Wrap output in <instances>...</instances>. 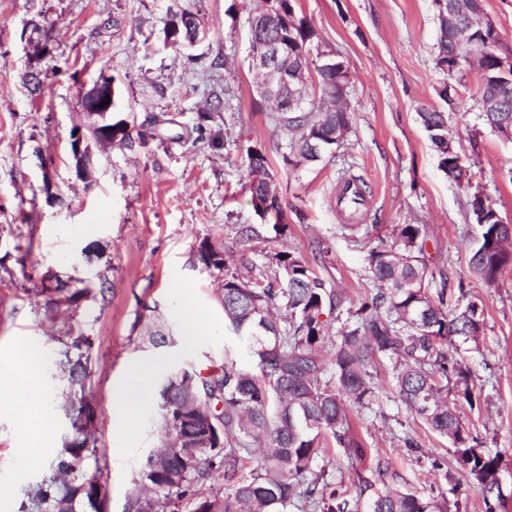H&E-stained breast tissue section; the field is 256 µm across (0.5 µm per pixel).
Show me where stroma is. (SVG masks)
Here are the masks:
<instances>
[{"label":"stroma","mask_w":512,"mask_h":512,"mask_svg":"<svg viewBox=\"0 0 512 512\" xmlns=\"http://www.w3.org/2000/svg\"><path fill=\"white\" fill-rule=\"evenodd\" d=\"M258 2L196 0L206 36L178 49L163 47L162 19L185 0H0V355L19 340L43 349L32 378L45 391L51 448L21 469L15 450L24 436L0 418V500H13L22 512L28 490L52 475L54 449L72 434L58 409L66 330L92 344L89 401L97 433L89 471L109 486L108 512H128L146 457L159 443L155 405L129 418L123 433L114 429L112 387L129 364L158 358L164 375L223 363L229 353L238 367L251 368L224 326L217 280L196 260L202 241L246 255L259 268L281 250L312 261L340 301L324 309L327 354L376 287L369 251L393 245L396 225L423 224L430 273L463 283L485 306L478 336L450 355L471 371L477 402L455 409L479 447L498 457L499 488L482 491L448 439L398 399L382 367L377 402L349 411L367 450L361 469L331 437L315 466L334 472L340 491L364 473L361 512L386 490L445 495L454 480L460 512H512V269L489 286L467 264L480 235L469 214L474 195L512 224V135L482 124L476 69L449 74L437 66L434 0H297L298 15L317 32L312 51L334 52L348 65L351 125L335 157L288 169L287 136L260 97L247 58L248 20ZM34 73L43 81L38 92L30 84ZM103 76L114 80V119L129 121L145 138L130 150L84 138L91 170L85 178L73 163L74 132L83 121V93ZM217 96L225 103L209 112ZM430 107L447 112L467 181L440 169L418 118ZM204 111L210 118L202 122ZM161 114L166 124L150 130L149 117ZM250 148L266 156L279 179L280 217H261L251 204ZM348 178L367 189L353 218L336 207V186ZM277 221L286 226L283 234L273 229ZM247 225L258 235L244 251L238 239ZM60 279L69 282L73 302L56 304ZM183 288L208 324L189 348L180 339L181 321L171 316ZM147 316L171 328L176 343L152 346L142 324Z\"/></svg>","instance_id":"35a3bbf8"}]
</instances>
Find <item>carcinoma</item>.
I'll list each match as a JSON object with an SVG mask.
<instances>
[{"instance_id": "cac0c4a2", "label": "carcinoma", "mask_w": 512, "mask_h": 512, "mask_svg": "<svg viewBox=\"0 0 512 512\" xmlns=\"http://www.w3.org/2000/svg\"><path fill=\"white\" fill-rule=\"evenodd\" d=\"M168 27L184 44L200 36L195 27L175 25L167 16L163 28ZM456 36L451 27L438 33L437 66L453 52L464 58L475 45L485 48L497 42L491 31L480 27L473 31L472 46L454 44ZM315 37L312 25L297 16L294 0H263L249 29V49L274 45L280 49L278 68L303 69V77L290 89L266 80L260 86L267 101L280 97L286 102L293 94L302 100L298 110L275 106L278 123L288 134L283 163L290 169L333 154L351 122L347 110L336 109L346 96L348 73L310 59ZM312 70L317 75L313 94L307 83ZM484 97L501 106L498 112L482 113L485 124L502 133L512 131V83L489 84ZM418 117L439 153L440 167L449 178L460 180L466 171L461 156L450 157L441 148L448 135L446 113L424 108ZM247 160L253 207L263 205L267 214L279 211V181L266 157L249 149ZM474 220L481 237L470 250L468 265L475 277L491 285L512 267V226L496 210ZM424 253L425 228L419 224L397 225L396 245L369 251L379 288L362 302L356 321L344 324L326 358L320 345L326 333L322 315L327 291L308 261L279 251L256 273L244 256L235 260L224 248L202 241L196 260L223 282L224 322L255 366L240 369L226 355L223 364L204 372L178 368L168 373L159 391L161 418H181L182 439H164L147 457L140 482L153 496L136 489L130 512L177 508L194 492L196 482L213 471L223 473L224 496L199 498L192 512H358V503L336 501L327 471L316 472L312 464L327 435L350 449L354 459L364 458L344 402L363 408L376 402L374 372L383 360L390 363L400 400L448 438L461 468L483 487L498 484V457L470 444V433L445 396L451 385L456 399L475 402L469 368L454 362L448 352L480 332L484 304L467 296L461 282L440 289L431 299ZM59 366L66 380L62 407L77 436L63 442L55 456V476L30 490L29 498L35 512H71L74 506L78 512H96L97 476L87 469L95 456V412L87 400L92 373L88 338L67 336ZM252 447L259 450V464L245 473L243 453ZM369 512H448V499L392 489L379 495Z\"/></svg>"}]
</instances>
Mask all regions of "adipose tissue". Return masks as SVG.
I'll use <instances>...</instances> for the list:
<instances>
[{"instance_id":"1","label":"adipose tissue","mask_w":512,"mask_h":512,"mask_svg":"<svg viewBox=\"0 0 512 512\" xmlns=\"http://www.w3.org/2000/svg\"><path fill=\"white\" fill-rule=\"evenodd\" d=\"M30 353L26 342H18L11 354L0 359V394H8V411L25 442L17 454L22 463H34L45 452V415L42 396L36 383L26 380L23 374L25 359ZM154 365L134 364L128 370L129 383L115 387L113 410L118 421L144 410L152 400Z\"/></svg>"}]
</instances>
